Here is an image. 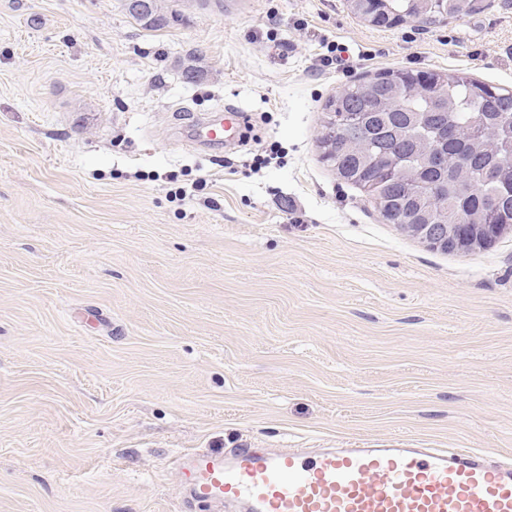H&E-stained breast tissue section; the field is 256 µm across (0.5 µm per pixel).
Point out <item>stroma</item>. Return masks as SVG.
<instances>
[{"label":"stroma","instance_id":"obj_1","mask_svg":"<svg viewBox=\"0 0 512 512\" xmlns=\"http://www.w3.org/2000/svg\"><path fill=\"white\" fill-rule=\"evenodd\" d=\"M223 2L149 30L0 0V512H217L179 493L191 451L512 455V231L431 249L319 147L380 71L512 88V0L389 29ZM227 104L240 145L193 143Z\"/></svg>","mask_w":512,"mask_h":512}]
</instances>
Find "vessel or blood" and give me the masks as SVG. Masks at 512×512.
I'll return each mask as SVG.
<instances>
[{
	"label": "vessel or blood",
	"instance_id": "obj_1",
	"mask_svg": "<svg viewBox=\"0 0 512 512\" xmlns=\"http://www.w3.org/2000/svg\"><path fill=\"white\" fill-rule=\"evenodd\" d=\"M196 136L237 139L248 115L227 106ZM178 466L202 503L245 512H512V461L471 448H241L227 456L186 453Z\"/></svg>",
	"mask_w": 512,
	"mask_h": 512
}]
</instances>
